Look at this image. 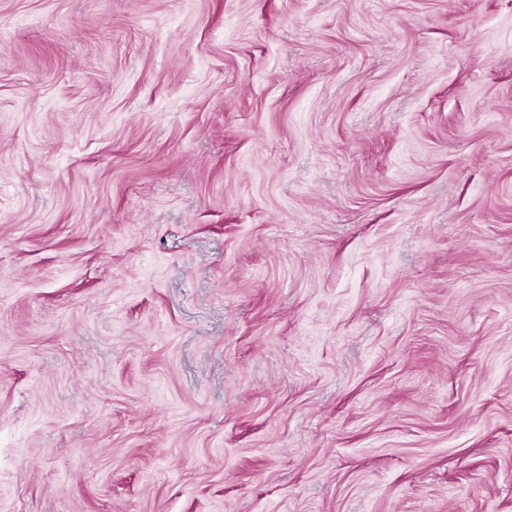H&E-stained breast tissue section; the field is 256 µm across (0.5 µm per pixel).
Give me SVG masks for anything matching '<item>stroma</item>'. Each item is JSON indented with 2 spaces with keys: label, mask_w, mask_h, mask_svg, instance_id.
<instances>
[{
  "label": "stroma",
  "mask_w": 512,
  "mask_h": 512,
  "mask_svg": "<svg viewBox=\"0 0 512 512\" xmlns=\"http://www.w3.org/2000/svg\"><path fill=\"white\" fill-rule=\"evenodd\" d=\"M0 512H512V0H0Z\"/></svg>",
  "instance_id": "1"
}]
</instances>
